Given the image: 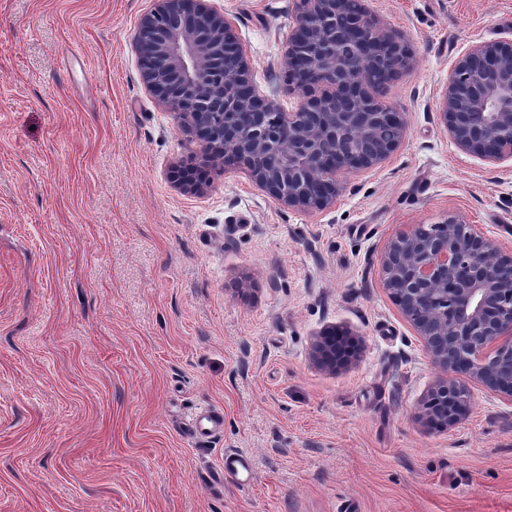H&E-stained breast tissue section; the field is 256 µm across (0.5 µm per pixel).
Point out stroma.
I'll return each mask as SVG.
<instances>
[{
	"mask_svg": "<svg viewBox=\"0 0 512 512\" xmlns=\"http://www.w3.org/2000/svg\"><path fill=\"white\" fill-rule=\"evenodd\" d=\"M205 2L293 109L292 0ZM154 5L0 0V512H512V402L478 387L454 426L416 421L438 369L380 268L449 216L512 249V160L461 153L439 115L454 61L512 39V0H365L410 52L385 98L406 135L316 213L239 167L177 187L187 135L135 44ZM329 326L351 367L314 364Z\"/></svg>",
	"mask_w": 512,
	"mask_h": 512,
	"instance_id": "35a3bbf8",
	"label": "stroma"
}]
</instances>
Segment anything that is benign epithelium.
<instances>
[{"label":"benign epithelium","instance_id":"benign-epithelium-1","mask_svg":"<svg viewBox=\"0 0 512 512\" xmlns=\"http://www.w3.org/2000/svg\"><path fill=\"white\" fill-rule=\"evenodd\" d=\"M356 2L353 10L351 0H294L285 55L298 97L291 112L260 95L232 18L203 0H157L141 19L143 84L203 142L201 164L239 166L281 204L323 210L348 176L381 164L406 133L385 96L412 70L410 54ZM341 37L359 46L357 59L339 53ZM440 114L461 152L512 159V41L473 44L454 62ZM380 266L383 287L439 369L417 420L455 425L475 386L512 400V252L450 216L397 232ZM355 356V347L336 345L334 328L314 337L312 359L322 369Z\"/></svg>","mask_w":512,"mask_h":512}]
</instances>
